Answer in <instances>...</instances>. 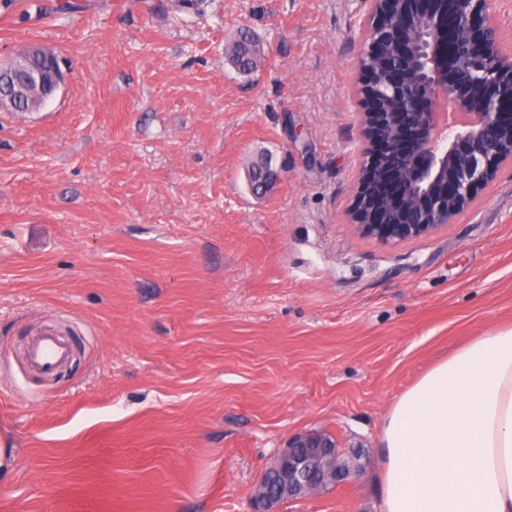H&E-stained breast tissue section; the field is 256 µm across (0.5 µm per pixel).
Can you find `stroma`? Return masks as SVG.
<instances>
[{
  "label": "stroma",
  "mask_w": 512,
  "mask_h": 512,
  "mask_svg": "<svg viewBox=\"0 0 512 512\" xmlns=\"http://www.w3.org/2000/svg\"><path fill=\"white\" fill-rule=\"evenodd\" d=\"M63 2L0 0V61L64 73L0 112V512H251L299 431L367 464L280 512H381L390 404L512 326V166L380 244L350 220L361 0ZM46 329L72 347L50 374ZM254 36L249 30H240L231 47L225 49L227 52L232 48L231 58L243 75L256 72L264 60L261 47Z\"/></svg>",
  "instance_id": "35a3bbf8"
}]
</instances>
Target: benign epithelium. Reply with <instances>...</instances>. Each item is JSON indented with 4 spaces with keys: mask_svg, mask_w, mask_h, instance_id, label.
<instances>
[{
    "mask_svg": "<svg viewBox=\"0 0 512 512\" xmlns=\"http://www.w3.org/2000/svg\"><path fill=\"white\" fill-rule=\"evenodd\" d=\"M366 25L357 67L365 143L352 221L383 245L426 237L454 222L512 164V53L501 48L492 0H448L459 22L453 43L442 39L445 21L436 0L407 13L397 0H365ZM463 81L450 84L441 63L448 47ZM53 78L22 58L12 63L4 96L34 89L56 91ZM329 433L297 432L276 454L271 471L255 483L252 512H277L285 502L347 483L358 472L340 462Z\"/></svg>",
    "mask_w": 512,
    "mask_h": 512,
    "instance_id": "obj_1",
    "label": "benign epithelium"
}]
</instances>
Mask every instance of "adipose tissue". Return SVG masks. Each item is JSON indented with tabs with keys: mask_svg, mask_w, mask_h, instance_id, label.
<instances>
[{
	"mask_svg": "<svg viewBox=\"0 0 512 512\" xmlns=\"http://www.w3.org/2000/svg\"><path fill=\"white\" fill-rule=\"evenodd\" d=\"M381 444L382 512H512V327L422 374Z\"/></svg>",
	"mask_w": 512,
	"mask_h": 512,
	"instance_id": "1",
	"label": "adipose tissue"
}]
</instances>
